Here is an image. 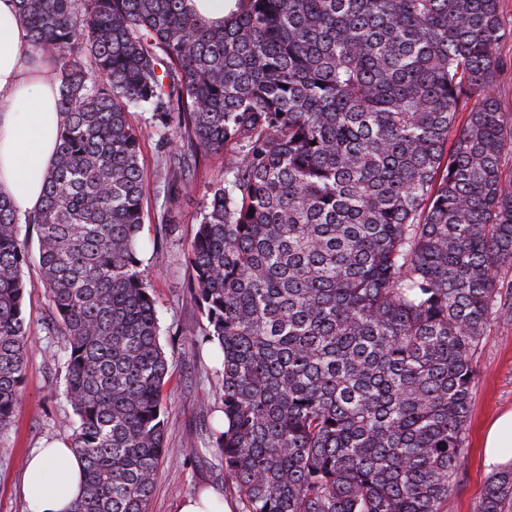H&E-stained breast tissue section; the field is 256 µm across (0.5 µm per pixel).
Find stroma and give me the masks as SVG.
Listing matches in <instances>:
<instances>
[{
	"instance_id": "stroma-1",
	"label": "stroma",
	"mask_w": 512,
	"mask_h": 512,
	"mask_svg": "<svg viewBox=\"0 0 512 512\" xmlns=\"http://www.w3.org/2000/svg\"><path fill=\"white\" fill-rule=\"evenodd\" d=\"M132 123L142 130L140 148L146 184L140 270L155 299L161 343L171 362L162 389L167 417L166 459L156 473L147 512H177L185 496L207 488L221 492L231 512H241V500L230 480L225 479L220 452L212 443L211 432L222 405L221 366L208 353H191L192 339L203 334L207 322L191 298L187 262L200 208L211 184L223 180L226 157L217 154L205 158L193 192L180 195L171 210H164V192L156 181L158 137L146 128L144 113H135ZM20 238L31 258L25 275L34 287L26 298L30 334L25 382L12 424L0 432V512H29L22 491L27 453L48 441L68 440V422L73 418L63 394L65 369L55 356L58 339L52 308L38 286L37 226L21 224ZM473 364L475 379L465 458L443 512H474L490 476L483 463V435L498 413L512 409V313L490 323Z\"/></svg>"
}]
</instances>
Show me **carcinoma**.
<instances>
[{"label":"carcinoma","instance_id":"carcinoma-1","mask_svg":"<svg viewBox=\"0 0 512 512\" xmlns=\"http://www.w3.org/2000/svg\"><path fill=\"white\" fill-rule=\"evenodd\" d=\"M18 9L65 121L40 208L21 218L0 197V431L24 383L23 219L85 463L71 512H147L169 358L140 270L136 108L169 202L232 152L188 263L202 343L223 357L213 444L243 512H442L512 264L499 0H238L220 26L186 0ZM511 505L507 469L475 512Z\"/></svg>","mask_w":512,"mask_h":512}]
</instances>
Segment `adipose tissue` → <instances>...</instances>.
<instances>
[{
  "label": "adipose tissue",
  "mask_w": 512,
  "mask_h": 512,
  "mask_svg": "<svg viewBox=\"0 0 512 512\" xmlns=\"http://www.w3.org/2000/svg\"><path fill=\"white\" fill-rule=\"evenodd\" d=\"M32 52L18 0H0V196L21 216L41 204L64 121L55 73L43 61H31ZM483 461L491 470L512 461V409L488 425ZM83 475L82 459L64 443L32 449L23 478L31 512H70L82 494Z\"/></svg>",
  "instance_id": "obj_1"
}]
</instances>
